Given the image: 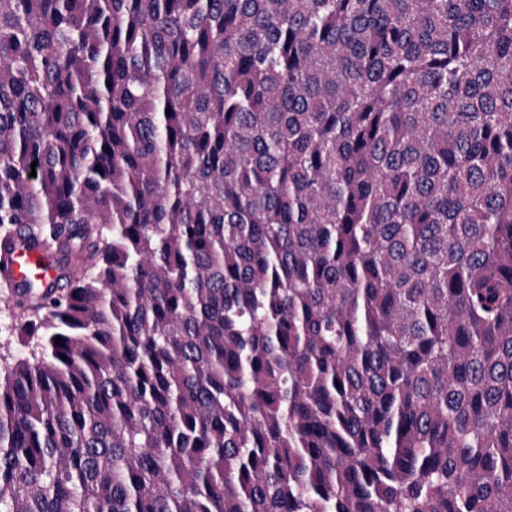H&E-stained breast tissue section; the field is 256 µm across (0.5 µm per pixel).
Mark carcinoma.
Segmentation results:
<instances>
[{"mask_svg": "<svg viewBox=\"0 0 512 512\" xmlns=\"http://www.w3.org/2000/svg\"><path fill=\"white\" fill-rule=\"evenodd\" d=\"M16 234L0 512H512V0H0ZM49 254L40 247H18L12 264L14 280L20 282L33 274L45 285H51L56 279V272Z\"/></svg>", "mask_w": 512, "mask_h": 512, "instance_id": "cac0c4a2", "label": "carcinoma"}]
</instances>
